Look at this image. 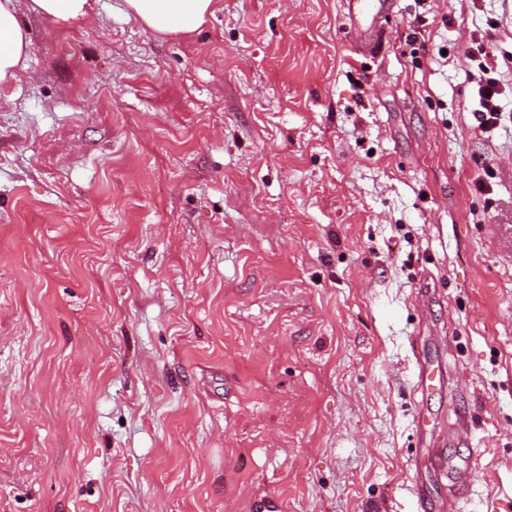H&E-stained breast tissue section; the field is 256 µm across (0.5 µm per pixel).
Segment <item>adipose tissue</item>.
<instances>
[{
    "label": "adipose tissue",
    "mask_w": 512,
    "mask_h": 512,
    "mask_svg": "<svg viewBox=\"0 0 512 512\" xmlns=\"http://www.w3.org/2000/svg\"><path fill=\"white\" fill-rule=\"evenodd\" d=\"M19 0H0V84L24 68L29 40L17 20ZM128 12L162 34L191 33L201 28L216 0H125Z\"/></svg>",
    "instance_id": "ef3b65f1"
}]
</instances>
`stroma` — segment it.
<instances>
[{"label": "stroma", "mask_w": 512, "mask_h": 512, "mask_svg": "<svg viewBox=\"0 0 512 512\" xmlns=\"http://www.w3.org/2000/svg\"><path fill=\"white\" fill-rule=\"evenodd\" d=\"M90 2L0 85V512H416L461 415L512 512V0ZM217 0H125L128 12L162 34L192 33L214 14ZM344 23L353 47L371 49L376 41L375 19L389 12L391 0H347ZM488 36H490L488 32L481 35L480 38L472 36L466 57L471 62H478V76L473 74L477 80L474 95L475 108L472 114L478 122V127L489 138L501 126V101L506 93V88L495 76L499 64L491 50Z\"/></svg>", "instance_id": "35a3bbf8"}]
</instances>
